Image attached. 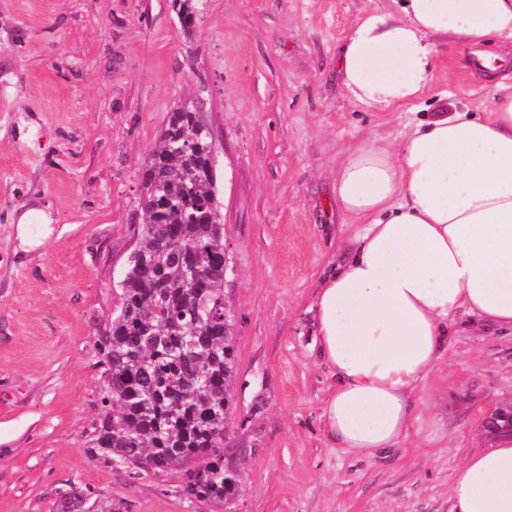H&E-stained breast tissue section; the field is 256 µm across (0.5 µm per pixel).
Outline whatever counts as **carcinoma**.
<instances>
[{
    "label": "carcinoma",
    "instance_id": "1",
    "mask_svg": "<svg viewBox=\"0 0 512 512\" xmlns=\"http://www.w3.org/2000/svg\"><path fill=\"white\" fill-rule=\"evenodd\" d=\"M206 3L173 0L184 31ZM198 109L170 112L145 166L143 242L121 281L118 313L98 337L103 392L86 453L134 475L179 472L185 496L222 506L238 484L224 470L234 338L225 334L227 258L211 137Z\"/></svg>",
    "mask_w": 512,
    "mask_h": 512
}]
</instances>
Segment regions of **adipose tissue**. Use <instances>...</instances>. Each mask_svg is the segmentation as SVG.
Returning <instances> with one entry per match:
<instances>
[{"label": "adipose tissue", "instance_id": "1", "mask_svg": "<svg viewBox=\"0 0 512 512\" xmlns=\"http://www.w3.org/2000/svg\"><path fill=\"white\" fill-rule=\"evenodd\" d=\"M512 40V0H402L353 21L340 64L357 102L387 109L419 100L436 41L477 49L494 78ZM340 207L360 218L353 247L320 282L315 348L335 387L325 433L350 453L375 455L410 433L440 438L413 400L466 312L512 330V91L483 114L440 113L398 149L362 144L336 173ZM451 512H512V437L468 456L449 484Z\"/></svg>", "mask_w": 512, "mask_h": 512}]
</instances>
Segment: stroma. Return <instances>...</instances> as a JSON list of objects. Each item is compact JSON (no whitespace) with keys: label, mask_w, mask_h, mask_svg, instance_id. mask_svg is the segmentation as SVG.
Returning a JSON list of instances; mask_svg holds the SVG:
<instances>
[{"label":"stroma","mask_w":512,"mask_h":512,"mask_svg":"<svg viewBox=\"0 0 512 512\" xmlns=\"http://www.w3.org/2000/svg\"><path fill=\"white\" fill-rule=\"evenodd\" d=\"M396 0H208L184 34L172 0H0V512H450L448 485L512 403V335L458 313L417 414L446 438L410 435L355 455L320 419L334 384L314 349L319 280L347 255L355 220L336 201L352 148L398 146L436 112H480L498 94L437 43L423 97L376 110L352 99L339 59L354 19ZM208 88L221 150L217 192L235 344L221 506L188 499L177 473L135 477L92 461L103 383L96 339L119 308L142 238L143 164L168 114ZM39 127L22 143V120ZM46 207L30 250L14 218Z\"/></svg>","instance_id":"35a3bbf8"}]
</instances>
